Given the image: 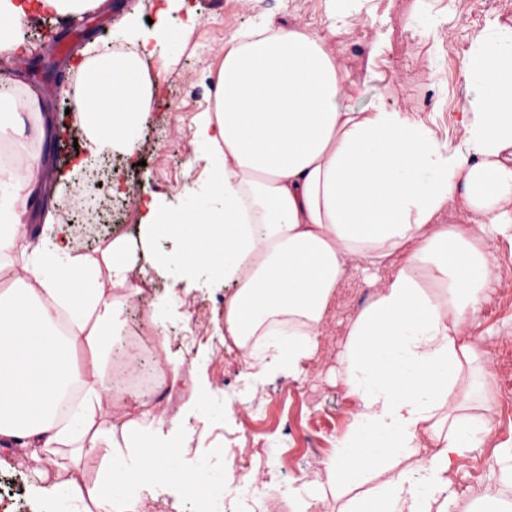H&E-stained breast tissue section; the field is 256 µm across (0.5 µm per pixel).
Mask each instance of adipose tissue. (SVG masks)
<instances>
[{"mask_svg": "<svg viewBox=\"0 0 512 512\" xmlns=\"http://www.w3.org/2000/svg\"><path fill=\"white\" fill-rule=\"evenodd\" d=\"M356 2L329 0L318 26L263 19L225 42L214 100L193 119L209 205L145 201L141 242L176 235L183 263L219 268L236 284L224 331L257 384L295 374L316 351L350 267H388L348 324L344 382L358 404L326 478L349 486L382 476L344 512H450L457 459L496 428L465 331L495 288L492 248L512 243V28L491 24L465 58L479 103L462 110L465 136L452 144L398 104H339ZM27 17L24 0H0L1 54L18 55ZM129 34L134 52L95 53L80 66L73 111L94 154H136L155 87L142 59L177 37L164 21ZM44 110L37 92L0 94V137L43 143ZM45 173L38 150L0 163L11 188L0 199V277L13 280L0 290V453L29 451L33 490L60 502L84 495L58 476L60 451L103 453V477L85 494L94 512H140L143 495L165 485L204 495L206 476L178 461L163 417L118 423L105 409L104 343L120 315L111 290L140 288L128 280L123 239L100 256H74L72 227L48 215L52 249L29 240Z\"/></svg>", "mask_w": 512, "mask_h": 512, "instance_id": "ef3b65f1", "label": "adipose tissue"}]
</instances>
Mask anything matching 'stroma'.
I'll list each match as a JSON object with an SVG mask.
<instances>
[{"mask_svg": "<svg viewBox=\"0 0 512 512\" xmlns=\"http://www.w3.org/2000/svg\"><path fill=\"white\" fill-rule=\"evenodd\" d=\"M187 5L200 22L186 37L157 49L148 63L158 97L136 132L140 163L113 162L116 180H104L96 190L107 207L94 219L95 232H86L84 217L67 210L79 188L45 180L44 200L58 223L77 225L73 255L97 254L122 235L133 253L129 279L140 284L141 292L121 310L104 379L112 381L131 352L140 355L142 372L159 361L169 378L146 384L130 377L135 405L112 401L109 410L127 420L146 412L163 414L168 429L186 440L183 459L192 467L207 466L217 473L224 455L250 456L251 478L242 480L240 470H233L224 512H290L291 505L311 502L313 488L325 483L324 463L335 454L356 409L340 358L347 324L372 301L375 285L350 269L321 325L315 353L301 361L295 376L254 387L241 351L224 336V306L233 285L214 276L188 277L179 263L157 271L162 252L178 253L179 246L160 237L150 255H143L136 200L147 188L176 207L205 208L204 164L196 159L193 118L212 102L225 36L267 16L317 26L329 3L256 0L250 10L239 0H187ZM370 5L357 15L354 33L343 45L350 87L341 104L357 110L398 102L433 117L439 137L458 142L464 135L461 109L478 97L476 87L463 79L460 58L492 21L512 25V12L492 17L473 0H370ZM155 15L152 0H109L107 7L75 17L46 14L30 5L20 32L29 49L26 59L20 63L0 54V70L7 71L9 85L40 93L48 123L63 127L70 121L63 91L77 85L83 52L95 44L121 45L129 17L143 23ZM490 266L495 291L469 321L467 332L483 353L496 429L455 466L448 489L453 512H507L512 506V490L499 486L494 472L502 448L512 449V419L504 417L501 393L502 387H512V276L505 273L512 268V244L493 249ZM34 468L23 449L0 455V512H86V500L70 509L37 496ZM347 500L327 488L321 500L311 502L310 512H339Z\"/></svg>", "mask_w": 512, "mask_h": 512, "instance_id": "obj_1", "label": "stroma"}]
</instances>
